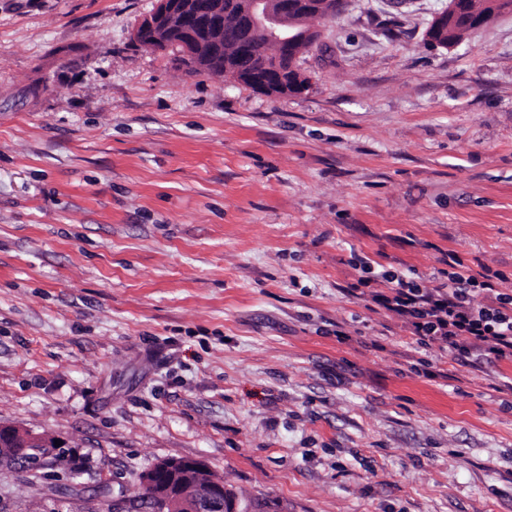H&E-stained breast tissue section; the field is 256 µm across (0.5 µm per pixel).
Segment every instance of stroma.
<instances>
[{
  "mask_svg": "<svg viewBox=\"0 0 512 512\" xmlns=\"http://www.w3.org/2000/svg\"><path fill=\"white\" fill-rule=\"evenodd\" d=\"M447 2L345 0L276 97L136 43L155 0H0V424L64 451L0 512L172 457L278 512H512V359L371 298L452 255L512 294V12L430 46Z\"/></svg>",
  "mask_w": 512,
  "mask_h": 512,
  "instance_id": "stroma-1",
  "label": "stroma"
}]
</instances>
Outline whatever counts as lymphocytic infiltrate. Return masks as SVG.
I'll return each mask as SVG.
<instances>
[{
  "mask_svg": "<svg viewBox=\"0 0 512 512\" xmlns=\"http://www.w3.org/2000/svg\"><path fill=\"white\" fill-rule=\"evenodd\" d=\"M450 266L447 282L438 287L395 278L388 293H374L373 299L406 319L421 344L444 343L458 361H466L477 347L498 358L512 355V295L475 305V295L491 290V283L470 274L458 259Z\"/></svg>",
  "mask_w": 512,
  "mask_h": 512,
  "instance_id": "1",
  "label": "lymphocytic infiltrate"
}]
</instances>
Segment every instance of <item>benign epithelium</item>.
I'll return each mask as SVG.
<instances>
[{"instance_id":"obj_1","label":"benign epithelium","mask_w":512,"mask_h":512,"mask_svg":"<svg viewBox=\"0 0 512 512\" xmlns=\"http://www.w3.org/2000/svg\"><path fill=\"white\" fill-rule=\"evenodd\" d=\"M270 0H238L236 9L240 42L245 44L261 36L276 46V52L265 62V72H242L226 63L227 75L253 83L268 95L300 93L310 86V79L288 82L280 73L281 52L301 39L304 18L324 19L339 11L333 0H286L277 10L269 7ZM512 10L505 0H484V8L475 0H448L426 32L429 44L436 43L434 33L460 22L474 29L492 22L504 11ZM134 38L145 48L159 50L179 46L187 58L201 71H209L211 54L224 52V0H156L154 9L146 15ZM50 447V441L14 427L0 425V454L27 453L42 459L40 449ZM142 487L164 509L184 512H225L224 483L216 480L206 465L198 460L165 458L157 461L141 477Z\"/></svg>"}]
</instances>
